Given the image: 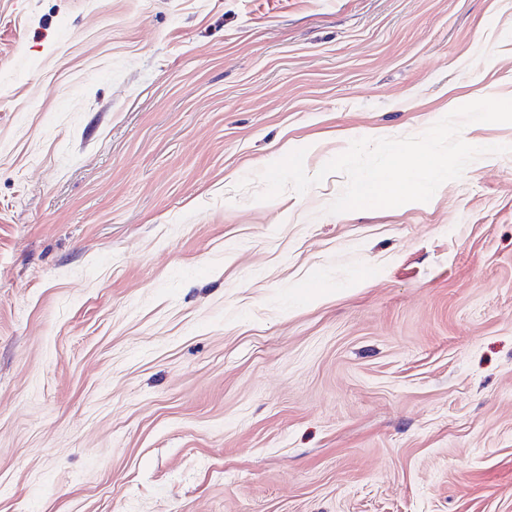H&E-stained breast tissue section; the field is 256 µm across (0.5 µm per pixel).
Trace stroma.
I'll return each mask as SVG.
<instances>
[{"instance_id": "obj_1", "label": "stroma", "mask_w": 512, "mask_h": 512, "mask_svg": "<svg viewBox=\"0 0 512 512\" xmlns=\"http://www.w3.org/2000/svg\"><path fill=\"white\" fill-rule=\"evenodd\" d=\"M483 98L512 0H0V512H512V124L255 199Z\"/></svg>"}]
</instances>
